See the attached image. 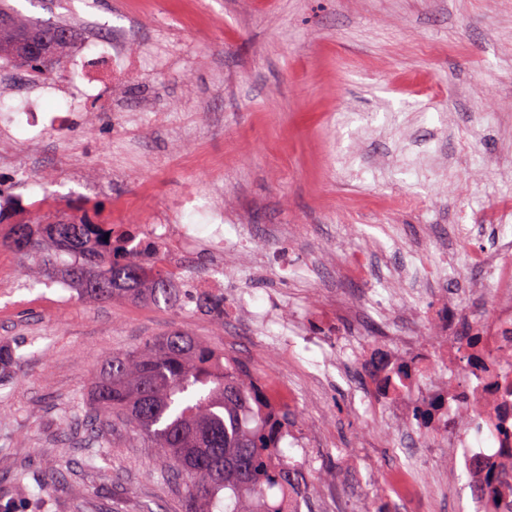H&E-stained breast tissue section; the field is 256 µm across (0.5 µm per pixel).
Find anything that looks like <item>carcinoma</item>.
I'll return each instance as SVG.
<instances>
[{"label": "carcinoma", "instance_id": "1", "mask_svg": "<svg viewBox=\"0 0 512 512\" xmlns=\"http://www.w3.org/2000/svg\"><path fill=\"white\" fill-rule=\"evenodd\" d=\"M0 14L10 18L9 26L0 27V60H16L45 76L24 49V38L43 40L57 59L73 42L52 37L62 26L36 24L5 2ZM18 236L25 237L43 278L65 280L94 300L167 308L192 302L224 319V296L199 293L189 279L175 281L161 258L130 254L122 237L112 239V256L105 257L85 221L44 224L35 208L10 223L3 244L12 247ZM87 419L96 436L118 421L158 449L167 474L186 481L182 512H216L226 499L224 512H280L267 491L293 474L270 465L288 429V412L269 416L245 367L184 330L109 356L93 383Z\"/></svg>", "mask_w": 512, "mask_h": 512}]
</instances>
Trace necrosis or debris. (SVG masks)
I'll use <instances>...</instances> for the list:
<instances>
[{
    "label": "necrosis or debris",
    "instance_id": "obj_1",
    "mask_svg": "<svg viewBox=\"0 0 512 512\" xmlns=\"http://www.w3.org/2000/svg\"><path fill=\"white\" fill-rule=\"evenodd\" d=\"M126 41L113 33L93 47L79 46L69 54L72 72L70 100L59 111L43 110L39 99H27L18 119L29 131L30 149H41L48 132H63L84 111L98 104L113 78L125 74L130 61ZM205 214V228L177 223L182 214ZM229 204L200 203L198 195L186 194L172 207L162 226L116 224L112 231L125 235L127 247L141 252L145 243L156 242L172 270L181 269L198 248H205L214 269L224 258L225 217L235 215ZM501 317L481 338L458 337L451 349L434 344L423 349L411 346L382 347L368 352L364 367L381 392H394L406 401L417 423L403 434L404 443L421 446L428 436H438L449 447L462 451V462L471 484H485L487 467L501 477V496L512 493V290L500 296Z\"/></svg>",
    "mask_w": 512,
    "mask_h": 512
}]
</instances>
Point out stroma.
Here are the masks:
<instances>
[{
    "mask_svg": "<svg viewBox=\"0 0 512 512\" xmlns=\"http://www.w3.org/2000/svg\"><path fill=\"white\" fill-rule=\"evenodd\" d=\"M29 20L65 22L80 41L123 29L140 67L112 85L66 134L84 154L86 196L51 151L30 154L11 125L17 172L0 187L42 201L45 220L80 204L110 224H150L182 195L206 189L245 215L224 247V321L125 300L99 302L38 282L0 246V344L25 361L0 382V505L17 512H180L183 481L129 427L92 446L81 411L101 364L152 336L182 329L288 384L281 447L305 477L304 512H476L456 449L419 451L422 483L397 498L385 481L408 464L396 434L407 411L381 398L362 358L380 344H421L438 304L459 327L486 330L512 279V0H9ZM173 51L175 69L144 58ZM170 109L169 124L153 108ZM353 113L349 124L340 115ZM436 153L447 181L396 164L399 145ZM137 151L119 174L96 149ZM355 154L356 174L340 160ZM278 224L292 236H273ZM471 230L467 244L453 227ZM381 252L350 270L365 238ZM421 254L423 281L389 316L354 315L382 281ZM317 271L302 274L308 261ZM296 328L287 343L253 336L273 294Z\"/></svg>",
    "mask_w": 512,
    "mask_h": 512,
    "instance_id": "obj_1",
    "label": "stroma"
}]
</instances>
